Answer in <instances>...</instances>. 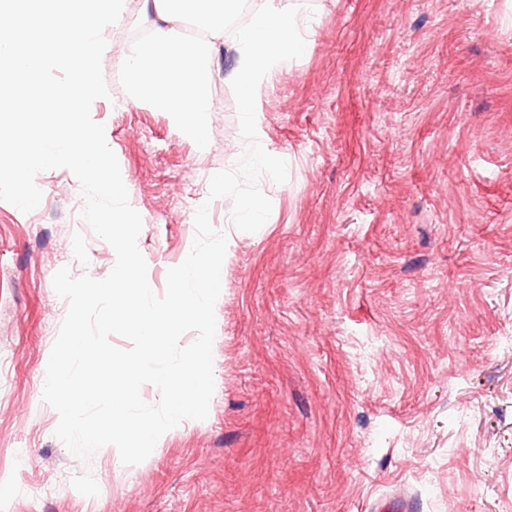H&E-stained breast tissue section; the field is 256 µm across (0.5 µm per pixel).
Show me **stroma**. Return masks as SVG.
<instances>
[{"instance_id":"obj_1","label":"stroma","mask_w":512,"mask_h":512,"mask_svg":"<svg viewBox=\"0 0 512 512\" xmlns=\"http://www.w3.org/2000/svg\"><path fill=\"white\" fill-rule=\"evenodd\" d=\"M300 55L254 91L253 130L288 179L260 177L269 218L235 229L209 180L242 129L233 43L214 50L224 109L202 136L100 98L142 218L156 294L207 206L232 244L215 304L203 420L127 466L56 437L43 376L67 304L62 267L101 279L113 248L71 216V171L39 206L0 201V512H419L512 506V0H312Z\"/></svg>"}]
</instances>
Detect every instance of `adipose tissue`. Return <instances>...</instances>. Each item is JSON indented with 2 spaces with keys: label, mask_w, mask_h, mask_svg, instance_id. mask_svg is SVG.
<instances>
[{
  "label": "adipose tissue",
  "mask_w": 512,
  "mask_h": 512,
  "mask_svg": "<svg viewBox=\"0 0 512 512\" xmlns=\"http://www.w3.org/2000/svg\"><path fill=\"white\" fill-rule=\"evenodd\" d=\"M141 9L154 19L151 38L131 45L123 55L132 102L173 113L186 129H194L202 114L215 109L212 49L215 43L231 39L241 54L236 83L244 128L242 148L254 164L266 165L265 147L250 132L254 80L270 71L276 50L306 51L308 42L300 33L308 12L306 0H289L284 9L257 10L232 32L227 26L241 10L240 0H141ZM191 14L204 17L209 41L190 43L177 32V23Z\"/></svg>",
  "instance_id": "1"
}]
</instances>
